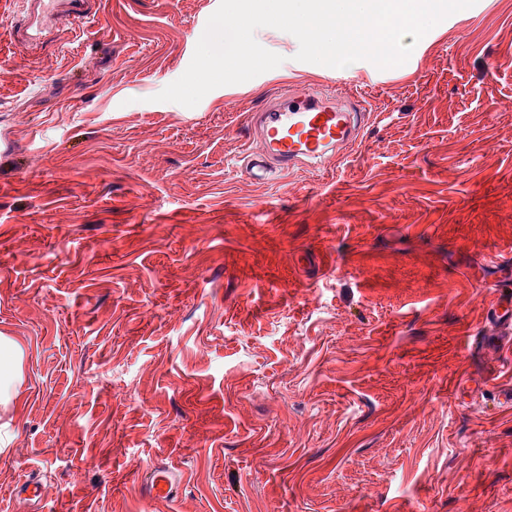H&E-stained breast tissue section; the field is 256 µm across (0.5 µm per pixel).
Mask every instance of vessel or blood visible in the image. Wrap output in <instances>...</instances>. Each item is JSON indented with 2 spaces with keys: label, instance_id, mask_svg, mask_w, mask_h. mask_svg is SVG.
Listing matches in <instances>:
<instances>
[{
  "label": "vessel or blood",
  "instance_id": "1",
  "mask_svg": "<svg viewBox=\"0 0 512 512\" xmlns=\"http://www.w3.org/2000/svg\"><path fill=\"white\" fill-rule=\"evenodd\" d=\"M98 0H26L27 15L13 32L26 44H37L48 21L75 24L93 13ZM366 119L361 101L342 95L330 101L318 92L297 93L283 89L270 96L257 111L253 124L262 147L250 153L245 172L253 180L267 183L276 170L315 166L332 151L355 142ZM176 468L158 462L151 466L140 487L146 498L160 503L170 501L180 487ZM41 478L31 472L14 485V498L38 505Z\"/></svg>",
  "mask_w": 512,
  "mask_h": 512
}]
</instances>
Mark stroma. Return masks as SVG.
I'll return each instance as SVG.
<instances>
[{
    "instance_id": "1",
    "label": "stroma",
    "mask_w": 512,
    "mask_h": 512,
    "mask_svg": "<svg viewBox=\"0 0 512 512\" xmlns=\"http://www.w3.org/2000/svg\"><path fill=\"white\" fill-rule=\"evenodd\" d=\"M219 0H105L0 39V512H512V0L380 70L283 63L188 108L155 96ZM349 80L341 159L253 182L250 113ZM163 459L171 505L132 479ZM3 357V361H2ZM21 353L7 337H0V399L8 401L19 379ZM3 369V371H2ZM40 473L31 471V473L24 479L20 480L12 488V493L15 499L22 500L33 508L39 504L41 497V478Z\"/></svg>"
}]
</instances>
